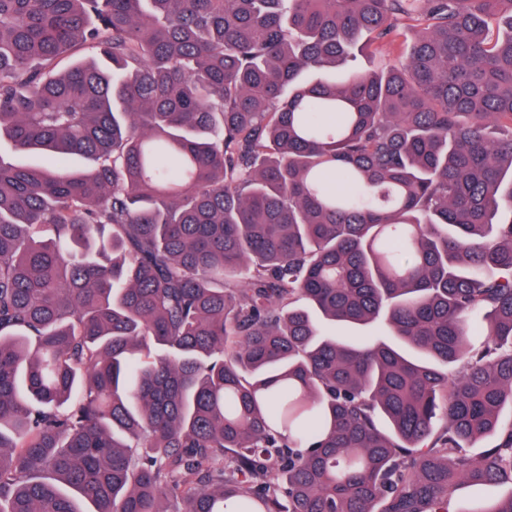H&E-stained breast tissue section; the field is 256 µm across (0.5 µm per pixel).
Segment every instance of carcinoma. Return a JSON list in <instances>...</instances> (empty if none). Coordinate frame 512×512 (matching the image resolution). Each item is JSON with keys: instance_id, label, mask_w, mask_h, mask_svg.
I'll list each match as a JSON object with an SVG mask.
<instances>
[{"instance_id": "1", "label": "carcinoma", "mask_w": 512, "mask_h": 512, "mask_svg": "<svg viewBox=\"0 0 512 512\" xmlns=\"http://www.w3.org/2000/svg\"><path fill=\"white\" fill-rule=\"evenodd\" d=\"M2 142L0 512L512 487V0H0Z\"/></svg>"}]
</instances>
